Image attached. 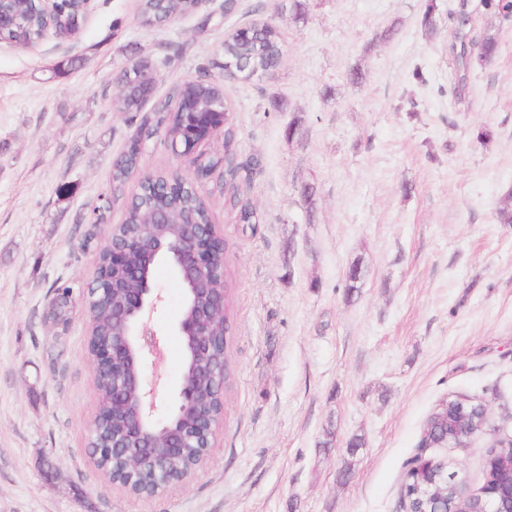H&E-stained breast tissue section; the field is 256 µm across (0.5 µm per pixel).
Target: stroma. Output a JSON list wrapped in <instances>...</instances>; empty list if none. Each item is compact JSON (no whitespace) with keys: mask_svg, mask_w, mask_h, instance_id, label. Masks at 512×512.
<instances>
[{"mask_svg":"<svg viewBox=\"0 0 512 512\" xmlns=\"http://www.w3.org/2000/svg\"><path fill=\"white\" fill-rule=\"evenodd\" d=\"M427 3L204 0L147 27L139 0H92L75 37L0 42V512H405L406 464L440 400L479 396L512 435V224L497 217L512 191V20L437 0L427 27ZM461 10L495 31L485 66L457 61ZM254 22L280 30L279 63L225 77V35ZM141 59L151 105L205 75L232 131L182 158L155 136L140 162L164 176L216 162L202 186L232 275L223 428L194 477L151 500L89 457L87 317L45 318L56 288L91 280L138 189L112 179L141 122L113 98ZM154 278L171 394L183 288L167 266ZM491 446L447 451L471 490Z\"/></svg>","mask_w":512,"mask_h":512,"instance_id":"obj_1","label":"stroma"}]
</instances>
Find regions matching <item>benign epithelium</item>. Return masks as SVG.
<instances>
[{
    "label": "benign epithelium",
    "instance_id": "7a95c632",
    "mask_svg": "<svg viewBox=\"0 0 512 512\" xmlns=\"http://www.w3.org/2000/svg\"><path fill=\"white\" fill-rule=\"evenodd\" d=\"M50 15L59 20L47 34L56 37L76 35L92 0H78L82 15L71 20L60 13V6L71 0H39ZM138 87L145 99L153 94L157 74L151 66L138 67ZM229 121L227 103L201 109L186 103L182 113L181 137L165 136L171 152L177 156L194 153L204 143L218 138ZM212 165L203 166L196 175L175 174L164 179L163 192L168 197L188 199V205L203 200L199 177L208 174ZM168 209L148 212L145 227L149 235H137L125 225L124 232L112 225L110 236L97 252L96 265H104L109 273L93 276L79 298L73 291L56 292L48 309H63L64 324L80 306L94 321L98 298L118 293L112 304V337L99 339L88 331L87 347L93 365V386L103 382L112 386V398L96 399L97 409L91 427L88 448L91 457L117 460L126 473L137 476L149 467L151 476L134 498L149 500L184 486L197 472L188 470L175 478L170 474L171 461L200 455L203 464L214 448L215 439L224 423V409L206 417L194 418L190 413L209 394L224 401V362L212 357V350L224 348L226 323L224 304L226 291L209 287L215 276H224V236L212 223L197 224L187 219L170 232ZM171 261L180 284L192 288L197 299L177 324L178 335L189 346L192 371L182 377L181 387L170 409L159 412L162 341L154 329L153 315L162 297L153 288L152 270L162 258ZM120 413L125 419L122 433L100 444L95 435L112 425ZM486 470L489 481L475 493L459 471L452 470L450 479L454 496L463 504L453 508L448 497L430 499L419 512H512V448L490 453Z\"/></svg>",
    "mask_w": 512,
    "mask_h": 512
}]
</instances>
